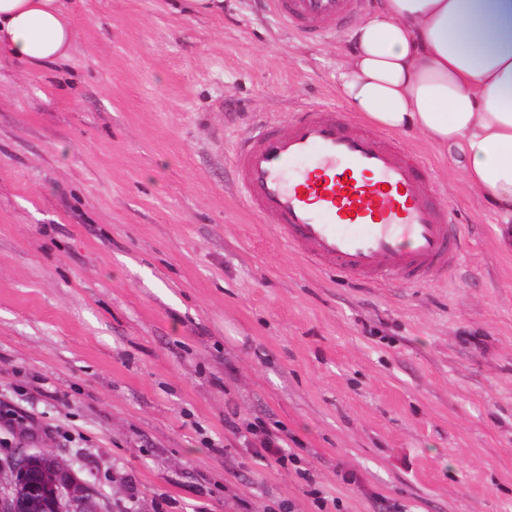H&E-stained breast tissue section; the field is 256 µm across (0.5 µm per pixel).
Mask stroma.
I'll use <instances>...</instances> for the list:
<instances>
[{
  "label": "stroma",
  "mask_w": 512,
  "mask_h": 512,
  "mask_svg": "<svg viewBox=\"0 0 512 512\" xmlns=\"http://www.w3.org/2000/svg\"><path fill=\"white\" fill-rule=\"evenodd\" d=\"M67 62L0 56V458L43 448L98 512H312L224 426L280 422L346 512H512V226L458 149L401 136L462 241L428 285L312 267L244 204L236 142L336 96L349 32L271 0H65ZM361 480L342 481L344 472ZM136 493H129V486Z\"/></svg>",
  "instance_id": "35a3bbf8"
}]
</instances>
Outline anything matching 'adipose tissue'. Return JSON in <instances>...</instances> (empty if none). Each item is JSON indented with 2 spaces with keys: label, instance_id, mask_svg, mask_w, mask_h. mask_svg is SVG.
<instances>
[{
  "label": "adipose tissue",
  "instance_id": "1",
  "mask_svg": "<svg viewBox=\"0 0 512 512\" xmlns=\"http://www.w3.org/2000/svg\"><path fill=\"white\" fill-rule=\"evenodd\" d=\"M61 0H0V52L67 60ZM336 93L371 125L459 147L465 181L512 217V0H379L353 33Z\"/></svg>",
  "mask_w": 512,
  "mask_h": 512
}]
</instances>
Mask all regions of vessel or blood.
<instances>
[{"label":"vessel or blood","mask_w":512,"mask_h":512,"mask_svg":"<svg viewBox=\"0 0 512 512\" xmlns=\"http://www.w3.org/2000/svg\"><path fill=\"white\" fill-rule=\"evenodd\" d=\"M364 0H273L302 34L341 31ZM232 166L255 214L274 217L289 248L350 278L419 286L451 271L460 236L427 168L400 142L355 131L327 105L266 123L236 144Z\"/></svg>","instance_id":"1"}]
</instances>
